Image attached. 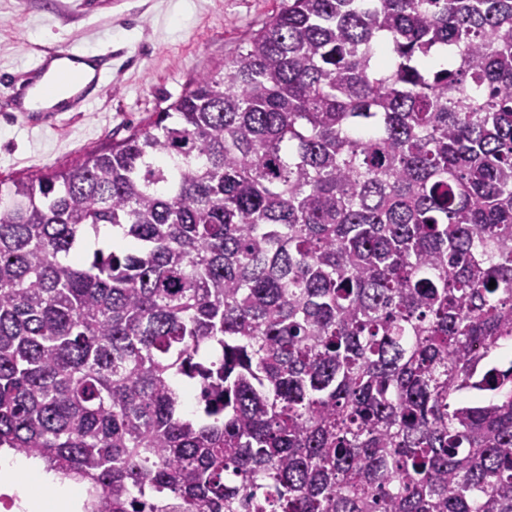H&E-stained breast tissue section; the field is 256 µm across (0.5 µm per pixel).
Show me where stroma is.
I'll return each mask as SVG.
<instances>
[{
    "label": "stroma",
    "instance_id": "35a3bbf8",
    "mask_svg": "<svg viewBox=\"0 0 512 512\" xmlns=\"http://www.w3.org/2000/svg\"><path fill=\"white\" fill-rule=\"evenodd\" d=\"M280 0H0V76L45 49L112 50V79L86 112L33 128L0 115V179L63 166L128 136L223 68Z\"/></svg>",
    "mask_w": 512,
    "mask_h": 512
}]
</instances>
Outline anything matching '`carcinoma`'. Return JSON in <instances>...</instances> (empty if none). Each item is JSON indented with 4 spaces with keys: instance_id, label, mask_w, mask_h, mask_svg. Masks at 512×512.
I'll list each match as a JSON object with an SVG mask.
<instances>
[{
    "instance_id": "obj_1",
    "label": "carcinoma",
    "mask_w": 512,
    "mask_h": 512,
    "mask_svg": "<svg viewBox=\"0 0 512 512\" xmlns=\"http://www.w3.org/2000/svg\"><path fill=\"white\" fill-rule=\"evenodd\" d=\"M509 353L512 0H282L0 180V448L89 512H512Z\"/></svg>"
}]
</instances>
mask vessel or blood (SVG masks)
<instances>
[{
  "instance_id": "vessel-or-blood-1",
  "label": "vessel or blood",
  "mask_w": 512,
  "mask_h": 512,
  "mask_svg": "<svg viewBox=\"0 0 512 512\" xmlns=\"http://www.w3.org/2000/svg\"><path fill=\"white\" fill-rule=\"evenodd\" d=\"M111 75V54L51 49L41 54L38 65L22 79L7 81L0 89V112L23 118L35 112L50 118L85 112Z\"/></svg>"
}]
</instances>
